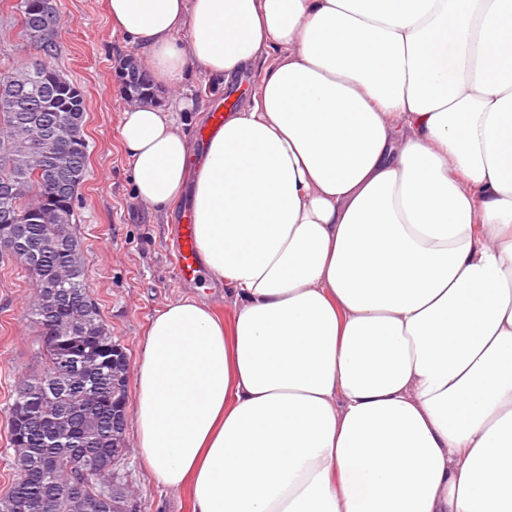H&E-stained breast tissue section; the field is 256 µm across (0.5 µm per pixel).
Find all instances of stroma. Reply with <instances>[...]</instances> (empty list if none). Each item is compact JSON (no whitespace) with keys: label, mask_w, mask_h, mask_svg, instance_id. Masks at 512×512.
Listing matches in <instances>:
<instances>
[{"label":"stroma","mask_w":512,"mask_h":512,"mask_svg":"<svg viewBox=\"0 0 512 512\" xmlns=\"http://www.w3.org/2000/svg\"><path fill=\"white\" fill-rule=\"evenodd\" d=\"M15 2L0 0V72L32 65L38 58L35 50L21 46ZM57 3L60 50L54 64L88 99L89 172L75 199L85 277L113 341L124 347L134 366L150 320L166 304L190 295L208 302L226 319L232 307L224 299L223 282L209 273L190 283L176 279L175 232L164 214L152 211L134 194L132 168L120 144L128 101L119 77L120 62L132 54V47L112 30L103 0ZM36 292L31 274L0 257V495L8 492L17 475L8 407L18 383L42 368V341L26 320ZM124 439L128 453L116 471L132 487L140 512H192L187 492L164 488L148 475L134 425H126Z\"/></svg>","instance_id":"1"}]
</instances>
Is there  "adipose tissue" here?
<instances>
[{
    "instance_id": "adipose-tissue-1",
    "label": "adipose tissue",
    "mask_w": 512,
    "mask_h": 512,
    "mask_svg": "<svg viewBox=\"0 0 512 512\" xmlns=\"http://www.w3.org/2000/svg\"><path fill=\"white\" fill-rule=\"evenodd\" d=\"M171 104L127 107L231 319H151L134 423L193 512H512V0H107ZM259 69L199 167L195 74Z\"/></svg>"
}]
</instances>
